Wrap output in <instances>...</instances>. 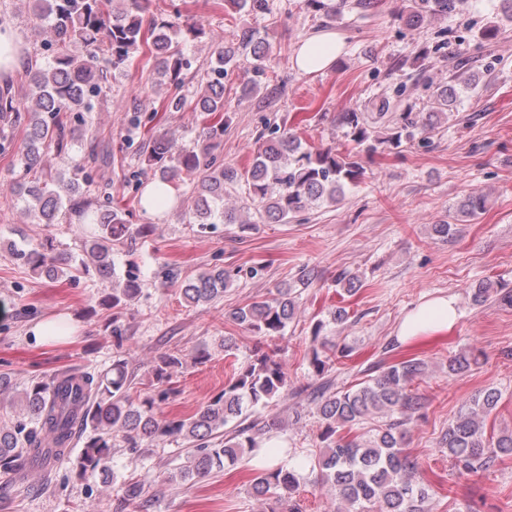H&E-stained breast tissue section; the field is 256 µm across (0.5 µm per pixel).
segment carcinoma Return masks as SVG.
<instances>
[{
  "label": "carcinoma",
  "instance_id": "1",
  "mask_svg": "<svg viewBox=\"0 0 512 512\" xmlns=\"http://www.w3.org/2000/svg\"><path fill=\"white\" fill-rule=\"evenodd\" d=\"M34 15L50 31L48 47L54 48L52 61L42 65L30 60L25 72L31 75L27 99L15 94L8 82L0 86V151L7 150L10 133L6 128L26 126L23 145L15 154L19 179L0 186V196L8 198L27 189L23 198L27 212L38 224L51 227L78 217L91 226L82 240L83 257L57 251L53 236L16 251V258L50 279L69 280L84 275L110 290L104 302L114 309L130 305L141 293V280L127 263L125 276L116 274L115 243H135L147 236L149 228L135 227L112 208V193L91 190V164L112 162V150L89 138L81 158H68V178L44 171V156L65 155L74 140V124L87 125L94 100L102 91L109 70L126 66L136 53L153 63L157 83L163 89L161 108L179 112L194 104L201 122L202 148L175 150L167 137L149 136L144 142L149 166L158 170L155 181L175 184L182 173H200L192 205L185 213L190 224H238L239 209L224 205V194L241 175L224 165L214 149L224 137V67L242 55L253 59L252 75L244 84L246 95L261 88L266 75L265 61L270 44L254 40L244 29L235 42L218 53V65L205 71L193 92L183 93L182 72L191 68L187 44L205 36L201 27L181 21L173 6V18L157 17L148 11V0H126V9L111 12L108 0H34ZM248 12H269L268 0H227ZM415 10L407 23L419 26L426 19L445 18L455 12L459 0H412ZM80 42L89 49L81 55L67 47ZM457 110V92L451 86L434 91L429 112L420 117L401 112L394 127L377 134L363 112H340L337 121L345 128L350 148L335 150L306 147L296 134L278 126L274 136L254 153L245 171L246 190L270 224H287L308 208L335 205L345 196V187L363 180L361 155L370 158L396 149L402 140L427 134L438 122L447 121ZM134 185L142 208L153 207L156 193H143L141 172L125 177ZM487 199L480 194L465 198L462 216L478 218ZM230 275L222 268L204 271L183 282L181 294L192 306L208 304L224 295ZM336 286L351 297L362 287L359 276L342 272ZM299 303L288 288H278L270 297H260L231 313L233 321L257 336H282L298 315ZM326 322L311 327L307 359L309 374L319 383L309 393L320 420L319 453L315 465L326 495L336 501V512H425L430 485L420 476L417 462L402 448L406 427L427 404V398L413 390L424 379L426 364L420 359L381 362L377 374L347 389L330 391L328 372L339 358H347L351 348L339 347L324 335ZM186 361L176 354L160 357L154 370V393L134 402L130 396L132 374L125 359L116 357L111 368L96 375L71 368L48 379L33 380L30 387L10 402L19 409L9 425L0 426V492L12 484L14 476L28 467L47 470L51 457L64 448L82 445L72 462L79 477L87 472L109 471L112 449L117 442L136 453L165 438L187 444L179 474L206 475L239 464L259 448L256 422L247 411L265 408L288 396V376L283 365L268 354L256 355L240 364L224 390L195 413L183 417H160V404L173 392L171 384ZM501 393L489 387L476 394L448 423L439 447L458 475L469 479L490 471L502 454L512 455V430L486 436V420L496 409ZM380 417L383 427L374 433H360L365 422ZM304 476L285 465L256 472L250 494L275 502L296 492ZM145 493L139 481H127L118 507L139 502Z\"/></svg>",
  "mask_w": 512,
  "mask_h": 512
}]
</instances>
